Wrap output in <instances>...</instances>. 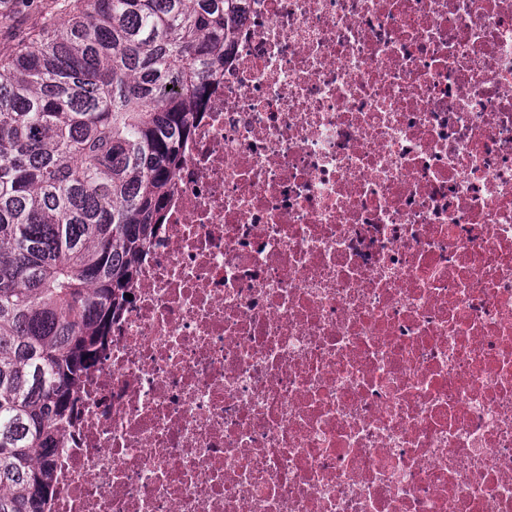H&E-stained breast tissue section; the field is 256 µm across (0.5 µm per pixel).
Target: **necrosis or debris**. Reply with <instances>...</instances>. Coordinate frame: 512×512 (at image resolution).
<instances>
[{
    "mask_svg": "<svg viewBox=\"0 0 512 512\" xmlns=\"http://www.w3.org/2000/svg\"><path fill=\"white\" fill-rule=\"evenodd\" d=\"M53 512H512V0H241Z\"/></svg>",
    "mask_w": 512,
    "mask_h": 512,
    "instance_id": "4bbe7bcc",
    "label": "necrosis or debris"
}]
</instances>
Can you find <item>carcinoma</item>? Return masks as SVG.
I'll return each instance as SVG.
<instances>
[{
    "label": "carcinoma",
    "instance_id": "cac0c4a2",
    "mask_svg": "<svg viewBox=\"0 0 512 512\" xmlns=\"http://www.w3.org/2000/svg\"><path fill=\"white\" fill-rule=\"evenodd\" d=\"M240 0H67L0 62V512H49L50 458L167 221Z\"/></svg>",
    "mask_w": 512,
    "mask_h": 512
}]
</instances>
